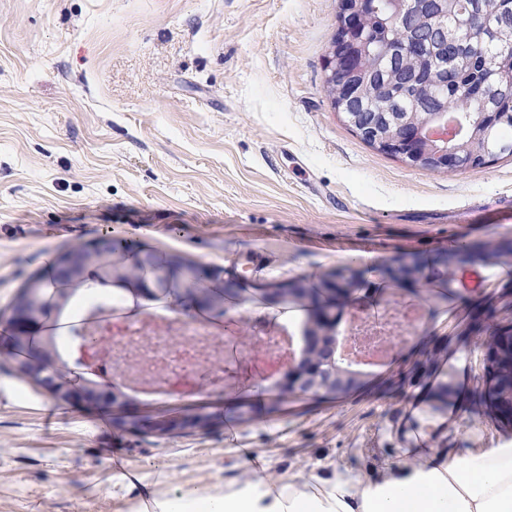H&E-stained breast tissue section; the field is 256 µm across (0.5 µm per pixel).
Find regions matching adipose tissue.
<instances>
[{
	"label": "adipose tissue",
	"instance_id": "1",
	"mask_svg": "<svg viewBox=\"0 0 512 512\" xmlns=\"http://www.w3.org/2000/svg\"><path fill=\"white\" fill-rule=\"evenodd\" d=\"M156 278L108 282L88 278L83 297L121 295L139 317L157 305L151 294ZM418 463L388 468L363 480L339 471L276 483L228 482L223 491L184 490L178 497L154 501L152 512H512V441L495 448L449 456L420 448Z\"/></svg>",
	"mask_w": 512,
	"mask_h": 512
}]
</instances>
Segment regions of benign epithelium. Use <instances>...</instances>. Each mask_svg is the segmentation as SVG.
<instances>
[{
    "mask_svg": "<svg viewBox=\"0 0 512 512\" xmlns=\"http://www.w3.org/2000/svg\"><path fill=\"white\" fill-rule=\"evenodd\" d=\"M393 18L404 29L406 41L388 35L387 27H377L374 0H341L326 60L324 88L334 110L345 124L377 151L389 154L409 167L454 173L483 167L505 152L491 142L476 151L464 143L457 129H448V90L456 71L470 63L466 43L459 38L456 21L443 11V0H390ZM435 15L441 21L440 37L429 47L419 28L420 21ZM496 81L472 85L470 98L481 103L476 123L487 129L512 122V113L498 107V99L512 88V58L492 60ZM96 260V250L81 249L61 258L60 273L65 279H78ZM401 283L417 280L421 270L414 262H402L386 270ZM269 302L305 301L306 288H268ZM14 312L21 327L30 329L44 315L40 289L27 290ZM336 316L324 309L310 326L309 353L293 358L277 381L285 395L344 393L362 384L363 372L338 357L335 336ZM99 345L95 330L81 331L76 346L84 370L91 371L93 351ZM480 347L485 363L483 393L488 405L503 422L512 424V330H500ZM39 387L66 395L84 405L109 403L122 409L117 424L123 428L154 435L194 431L213 426L223 414L204 408L177 415L143 416L128 410L129 399L112 386L83 383L62 386L46 363L23 367Z\"/></svg>",
    "mask_w": 512,
    "mask_h": 512,
    "instance_id": "7a95c632",
    "label": "benign epithelium"
}]
</instances>
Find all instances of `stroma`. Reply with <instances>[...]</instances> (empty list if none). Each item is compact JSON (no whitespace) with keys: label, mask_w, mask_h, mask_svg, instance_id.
Returning <instances> with one entry per match:
<instances>
[{"label":"stroma","mask_w":512,"mask_h":512,"mask_svg":"<svg viewBox=\"0 0 512 512\" xmlns=\"http://www.w3.org/2000/svg\"><path fill=\"white\" fill-rule=\"evenodd\" d=\"M339 0H0V329L34 275L118 236L236 273L225 315L194 323L247 365L250 322L303 326L269 304L283 282L352 278L337 325L402 302L424 323L346 395L284 396L250 374L189 400L135 398L145 415L204 405L213 428L163 438L73 407L22 378L0 348V512H144L187 488L409 463L412 433L441 454L512 440L480 397L476 347L512 329V158L457 173L365 144L323 88ZM479 256L438 276L441 257ZM423 263L418 283L388 267ZM467 352L457 367L458 352ZM463 369L461 406L448 375ZM431 398L442 423L414 410Z\"/></svg>","instance_id":"35a3bbf8"}]
</instances>
